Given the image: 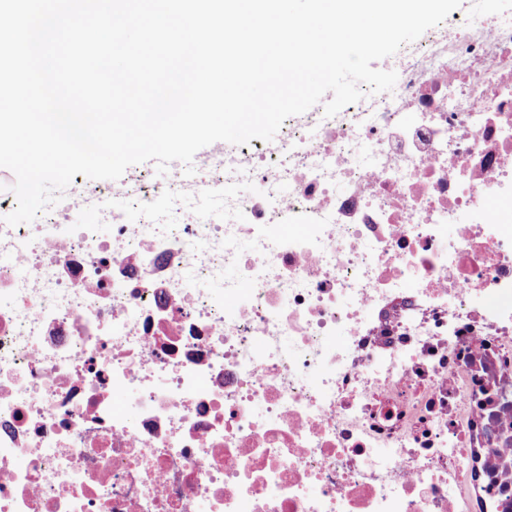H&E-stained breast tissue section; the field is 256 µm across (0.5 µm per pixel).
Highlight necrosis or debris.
I'll return each mask as SVG.
<instances>
[{
  "label": "necrosis or debris",
  "mask_w": 512,
  "mask_h": 512,
  "mask_svg": "<svg viewBox=\"0 0 512 512\" xmlns=\"http://www.w3.org/2000/svg\"><path fill=\"white\" fill-rule=\"evenodd\" d=\"M402 57L0 224V512H512V8Z\"/></svg>",
  "instance_id": "necrosis-or-debris-1"
}]
</instances>
